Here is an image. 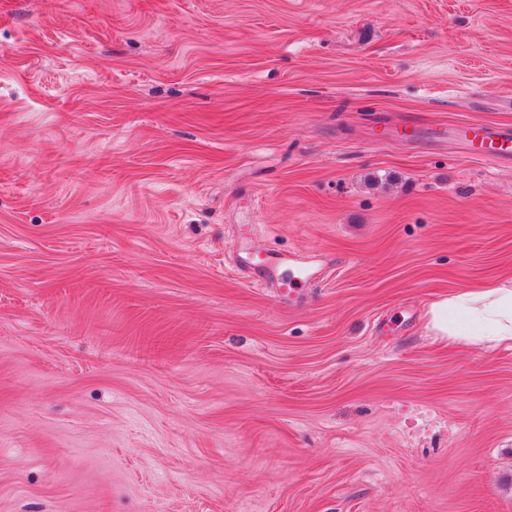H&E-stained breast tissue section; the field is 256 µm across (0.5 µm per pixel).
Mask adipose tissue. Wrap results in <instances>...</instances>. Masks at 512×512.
<instances>
[{"instance_id":"obj_1","label":"adipose tissue","mask_w":512,"mask_h":512,"mask_svg":"<svg viewBox=\"0 0 512 512\" xmlns=\"http://www.w3.org/2000/svg\"><path fill=\"white\" fill-rule=\"evenodd\" d=\"M428 323L436 336L512 346V287L491 286L434 300Z\"/></svg>"}]
</instances>
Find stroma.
I'll return each mask as SVG.
<instances>
[{
	"instance_id": "stroma-1",
	"label": "stroma",
	"mask_w": 512,
	"mask_h": 512,
	"mask_svg": "<svg viewBox=\"0 0 512 512\" xmlns=\"http://www.w3.org/2000/svg\"><path fill=\"white\" fill-rule=\"evenodd\" d=\"M512 0H0V512H512ZM306 255L286 306L236 244ZM459 132L469 154L492 162L512 160V130L468 124ZM428 325L448 341L512 346V287L491 286L434 300Z\"/></svg>"
}]
</instances>
